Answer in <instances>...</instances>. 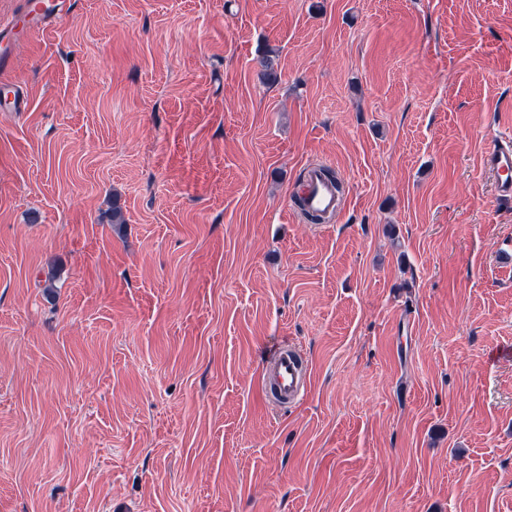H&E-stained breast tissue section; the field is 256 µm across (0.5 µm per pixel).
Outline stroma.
Instances as JSON below:
<instances>
[{
    "label": "stroma",
    "instance_id": "stroma-1",
    "mask_svg": "<svg viewBox=\"0 0 512 512\" xmlns=\"http://www.w3.org/2000/svg\"><path fill=\"white\" fill-rule=\"evenodd\" d=\"M7 78L0 512H512V0H73ZM484 168L494 178L497 195L512 198V136L495 140L484 151ZM321 166H312L306 175L302 190L305 205L309 210L334 214L340 206L336 188L323 179ZM309 380V362L293 343L281 341L267 355L263 385L269 399L277 406L286 408L299 402Z\"/></svg>",
    "mask_w": 512,
    "mask_h": 512
}]
</instances>
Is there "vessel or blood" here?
Masks as SVG:
<instances>
[{
  "instance_id": "1",
  "label": "vessel or blood",
  "mask_w": 512,
  "mask_h": 512,
  "mask_svg": "<svg viewBox=\"0 0 512 512\" xmlns=\"http://www.w3.org/2000/svg\"><path fill=\"white\" fill-rule=\"evenodd\" d=\"M67 0H26L27 19L22 26L0 27V67L10 62L19 37H29L43 30L67 8ZM484 168L494 178L501 199L512 198V136L495 140L484 151ZM305 205L318 212L335 213L340 199L335 187L323 179L319 167H311L302 190ZM310 380L308 360L288 341L279 342L267 355L263 366V385L271 400L285 408L299 402Z\"/></svg>"
}]
</instances>
